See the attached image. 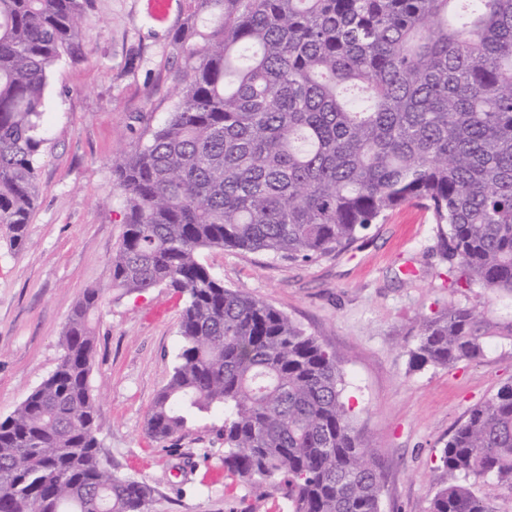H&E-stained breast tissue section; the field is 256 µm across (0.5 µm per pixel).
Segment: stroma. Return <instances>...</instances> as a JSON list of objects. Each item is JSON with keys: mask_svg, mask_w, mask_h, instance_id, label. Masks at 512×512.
Here are the masks:
<instances>
[{"mask_svg": "<svg viewBox=\"0 0 512 512\" xmlns=\"http://www.w3.org/2000/svg\"><path fill=\"white\" fill-rule=\"evenodd\" d=\"M193 0H94L79 59L54 68L45 93L38 198L23 249L0 228V419L56 368L69 313L104 291L93 320L91 382L113 472L154 487L150 512H269L246 482L225 486L216 455L220 417L201 416L160 444L146 433L181 345L182 305L168 288H111L124 200L112 159L134 152L167 118L183 60L173 37ZM200 262L227 287L285 312L328 350L361 436L384 463L381 512H428L442 481L437 457L469 410L512 382V295L457 288L440 257L430 212L410 202L338 255L291 263L262 252L207 249ZM475 307L493 327L481 358L412 369L426 318Z\"/></svg>", "mask_w": 512, "mask_h": 512, "instance_id": "1", "label": "stroma"}]
</instances>
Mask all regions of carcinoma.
I'll use <instances>...</instances> for the list:
<instances>
[{
	"instance_id": "carcinoma-1",
	"label": "carcinoma",
	"mask_w": 512,
	"mask_h": 512,
	"mask_svg": "<svg viewBox=\"0 0 512 512\" xmlns=\"http://www.w3.org/2000/svg\"><path fill=\"white\" fill-rule=\"evenodd\" d=\"M92 3L0 0V224L16 250L38 196L49 74L78 52ZM195 4L174 39L177 101L112 160L125 211L111 287L185 297L148 434L165 443L219 415L225 474L289 512H380L382 463L353 425L336 357L198 254L311 261L419 201L456 284L512 293V0ZM102 294L73 306L55 370L0 419V512L20 500L31 512H149L154 488L113 474L100 450L90 374ZM485 336L480 312L450 304L423 320L409 365L475 360ZM439 468L429 512H495L475 484L512 486V383L469 410Z\"/></svg>"
}]
</instances>
